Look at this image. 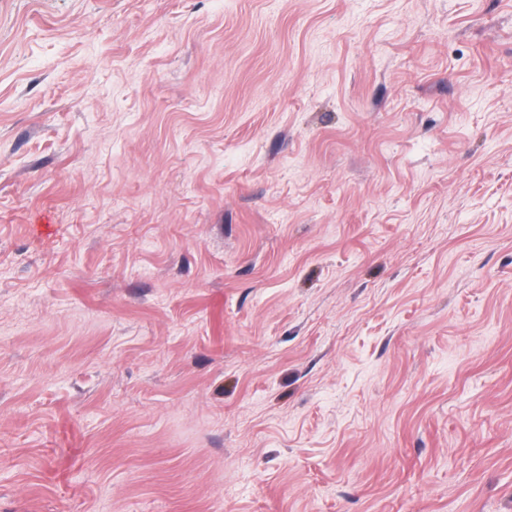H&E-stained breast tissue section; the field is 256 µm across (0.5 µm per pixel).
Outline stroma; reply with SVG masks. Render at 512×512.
<instances>
[{"label": "stroma", "instance_id": "stroma-1", "mask_svg": "<svg viewBox=\"0 0 512 512\" xmlns=\"http://www.w3.org/2000/svg\"><path fill=\"white\" fill-rule=\"evenodd\" d=\"M0 512H512V0H0Z\"/></svg>", "mask_w": 512, "mask_h": 512}]
</instances>
